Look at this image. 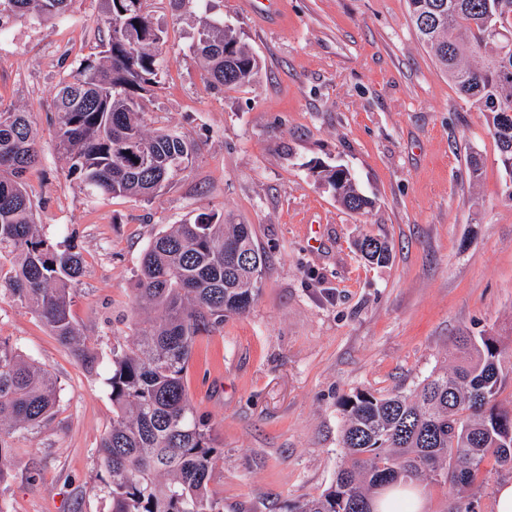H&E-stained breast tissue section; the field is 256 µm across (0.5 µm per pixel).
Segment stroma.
I'll return each instance as SVG.
<instances>
[{"label": "stroma", "mask_w": 512, "mask_h": 512, "mask_svg": "<svg viewBox=\"0 0 512 512\" xmlns=\"http://www.w3.org/2000/svg\"><path fill=\"white\" fill-rule=\"evenodd\" d=\"M101 0H69L51 21L0 33V103L25 109L42 152L26 182L54 244L84 274L72 316L100 364L88 371L25 306L0 300V336L57 379L54 421L15 441L0 512H109L93 452L112 425L105 383L113 344L137 319L141 257L200 212L249 224L267 256L260 294L196 342L188 389L224 450L212 488L224 512H288L323 493L340 464L341 402L359 391L412 394L449 365L457 337L494 336L512 404V177L486 116L462 99L420 43L406 0H148L165 32L149 129L193 140V166L157 196L90 199L68 177L53 92L100 51ZM232 24L261 62L256 84L210 88L192 53L198 21ZM481 160L472 173L468 159ZM343 167L373 206L344 209L324 172ZM391 247L364 259L359 241ZM512 470L484 463L470 488L419 484L424 512H494Z\"/></svg>", "instance_id": "obj_1"}]
</instances>
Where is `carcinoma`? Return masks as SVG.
Returning a JSON list of instances; mask_svg holds the SVG:
<instances>
[{"label":"carcinoma","mask_w":512,"mask_h":512,"mask_svg":"<svg viewBox=\"0 0 512 512\" xmlns=\"http://www.w3.org/2000/svg\"><path fill=\"white\" fill-rule=\"evenodd\" d=\"M69 0H0V31L17 18L50 20ZM98 25L106 39L55 87L56 146L88 195L153 196L193 165L197 144L172 130L151 131L144 94L158 83L164 31L143 11L146 0H102ZM420 41L434 53L448 82L485 113L498 161L512 176V0H407ZM505 34L495 39L487 24ZM193 54L204 62L207 83L233 89L255 81L259 62L236 29L200 20ZM151 152L146 159L126 153ZM40 159L28 113L0 107V299L31 309L57 341L90 371L98 357L73 322L71 282L83 260L56 249L33 220L26 173ZM343 208L372 206L357 195L351 173H325ZM366 256L384 263L390 250L368 239ZM8 272H3L5 264ZM266 257L249 224H226L199 213L156 237L137 274L134 306L155 318L135 323L134 341L112 347L107 385L112 427L94 454L108 479L111 512H224L210 487L224 451L197 416L186 386L193 347L245 312L260 291ZM450 371L427 377L413 397L358 391L342 400L345 424L341 464L321 495L302 498L289 512H366L374 498L400 483L430 481L468 487L489 459L512 462V407L497 400L503 373L492 336L473 341ZM58 386L0 336V481L14 464L16 435L54 419Z\"/></svg>","instance_id":"obj_1"}]
</instances>
